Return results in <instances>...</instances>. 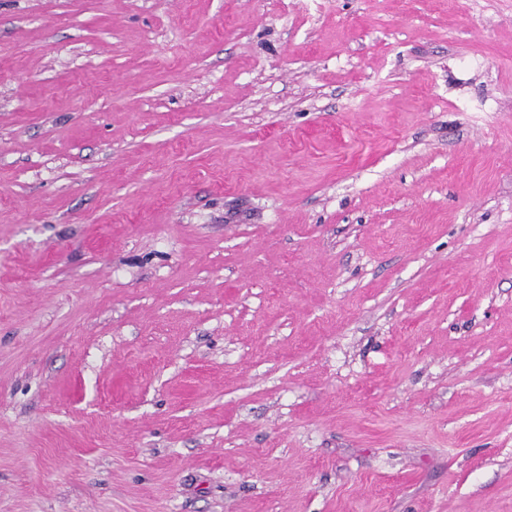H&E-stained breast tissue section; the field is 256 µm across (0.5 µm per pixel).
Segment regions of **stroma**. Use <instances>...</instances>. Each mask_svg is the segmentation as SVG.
Instances as JSON below:
<instances>
[{
  "instance_id": "1",
  "label": "stroma",
  "mask_w": 512,
  "mask_h": 512,
  "mask_svg": "<svg viewBox=\"0 0 512 512\" xmlns=\"http://www.w3.org/2000/svg\"><path fill=\"white\" fill-rule=\"evenodd\" d=\"M0 512H512V0H0Z\"/></svg>"
}]
</instances>
